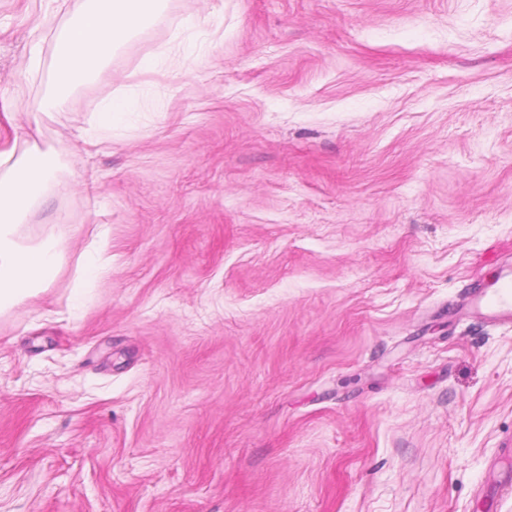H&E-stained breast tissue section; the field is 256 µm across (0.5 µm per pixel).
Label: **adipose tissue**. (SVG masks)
Segmentation results:
<instances>
[{
	"instance_id": "1",
	"label": "adipose tissue",
	"mask_w": 512,
	"mask_h": 512,
	"mask_svg": "<svg viewBox=\"0 0 512 512\" xmlns=\"http://www.w3.org/2000/svg\"><path fill=\"white\" fill-rule=\"evenodd\" d=\"M162 0H85L80 13L56 29L58 78L37 104H59L66 94L91 81L118 47L162 19ZM54 179V161L38 151L0 149V314L13 310L50 283L65 253L59 242L28 244L22 228L48 192H65Z\"/></svg>"
}]
</instances>
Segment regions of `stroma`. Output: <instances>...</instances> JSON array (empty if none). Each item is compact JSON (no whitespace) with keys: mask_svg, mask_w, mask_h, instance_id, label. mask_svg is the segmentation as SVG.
<instances>
[{"mask_svg":"<svg viewBox=\"0 0 512 512\" xmlns=\"http://www.w3.org/2000/svg\"><path fill=\"white\" fill-rule=\"evenodd\" d=\"M82 4L0 0V142L67 186L25 228L62 269L0 315V512H477L512 470V325L461 309L512 268V0H165L34 122ZM129 110L125 99H113L105 103L102 112H98L97 124L84 138L99 144L101 141H112V125L119 124ZM106 230H100L92 242V251L84 255L78 267L77 279L86 283L102 278L109 270L111 258L106 255ZM510 489V472H500L492 468L486 472L483 480L482 497L494 498V496L502 495V492H508Z\"/></svg>","mask_w":512,"mask_h":512,"instance_id":"1","label":"stroma"}]
</instances>
